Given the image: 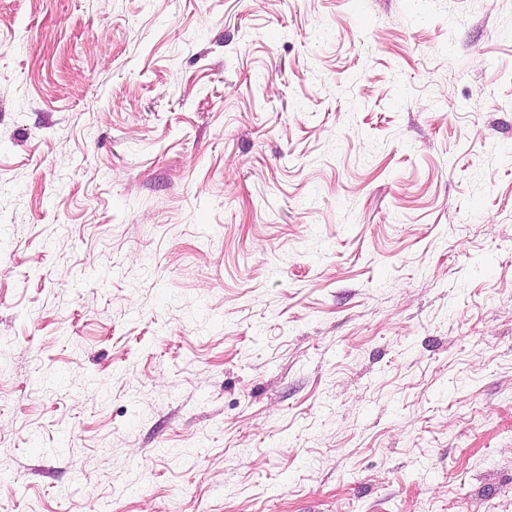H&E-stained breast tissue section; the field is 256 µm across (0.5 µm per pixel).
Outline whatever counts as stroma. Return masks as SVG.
I'll return each mask as SVG.
<instances>
[{"mask_svg": "<svg viewBox=\"0 0 512 512\" xmlns=\"http://www.w3.org/2000/svg\"><path fill=\"white\" fill-rule=\"evenodd\" d=\"M0 512H512V0H0Z\"/></svg>", "mask_w": 512, "mask_h": 512, "instance_id": "1", "label": "stroma"}]
</instances>
